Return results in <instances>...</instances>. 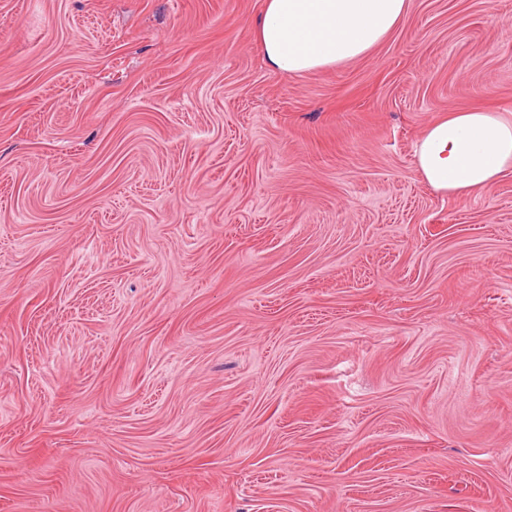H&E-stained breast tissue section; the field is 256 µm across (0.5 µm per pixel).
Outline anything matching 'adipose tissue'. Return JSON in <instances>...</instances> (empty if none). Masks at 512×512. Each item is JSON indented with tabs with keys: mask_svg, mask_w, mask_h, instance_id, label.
<instances>
[{
	"mask_svg": "<svg viewBox=\"0 0 512 512\" xmlns=\"http://www.w3.org/2000/svg\"><path fill=\"white\" fill-rule=\"evenodd\" d=\"M409 0H264L255 21L266 63L299 75L359 59L404 19ZM416 169L436 192L477 194L512 173V112L455 111L415 149Z\"/></svg>",
	"mask_w": 512,
	"mask_h": 512,
	"instance_id": "1",
	"label": "adipose tissue"
}]
</instances>
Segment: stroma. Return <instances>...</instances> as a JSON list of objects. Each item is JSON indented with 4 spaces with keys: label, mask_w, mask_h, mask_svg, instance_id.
Returning a JSON list of instances; mask_svg holds the SVG:
<instances>
[{
    "label": "stroma",
    "mask_w": 512,
    "mask_h": 512,
    "mask_svg": "<svg viewBox=\"0 0 512 512\" xmlns=\"http://www.w3.org/2000/svg\"><path fill=\"white\" fill-rule=\"evenodd\" d=\"M264 0H0V512H512V0L288 76ZM415 159L418 174L436 192L475 195L512 173V112H452L426 130Z\"/></svg>",
    "instance_id": "1"
}]
</instances>
